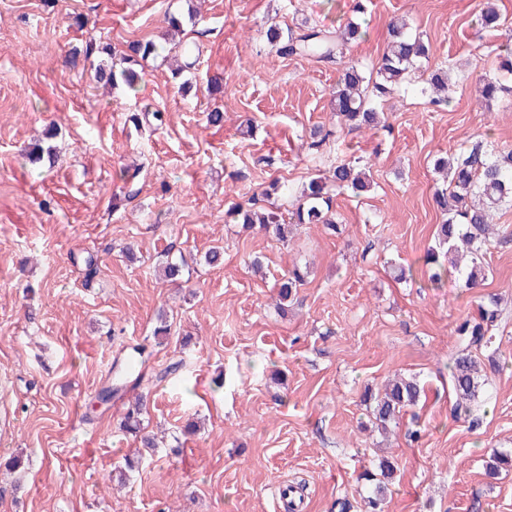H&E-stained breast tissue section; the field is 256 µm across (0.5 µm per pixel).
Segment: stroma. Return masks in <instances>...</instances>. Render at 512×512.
Listing matches in <instances>:
<instances>
[{
  "label": "stroma",
  "instance_id": "35a3bbf8",
  "mask_svg": "<svg viewBox=\"0 0 512 512\" xmlns=\"http://www.w3.org/2000/svg\"><path fill=\"white\" fill-rule=\"evenodd\" d=\"M494 2L508 26L489 33L482 0H369L360 15L355 0H195L194 67L178 82L148 60L131 92L96 85L71 52L91 37L159 38L185 0H0V457L24 463L22 475L0 471V512H287L278 490L299 482L300 512L343 500L362 512V475L384 457L396 466L385 512H512V472L485 471L512 448V207L496 217L483 287L397 277L419 269L441 221L434 158L483 134L512 149V95L489 111L475 102L492 67L479 46L512 37V0ZM396 16L428 39L427 69L452 63L472 82L436 111L415 77L384 102L387 128L304 149L333 122L338 73L280 55L267 27L356 18L365 36L346 58L369 64ZM215 109L223 126L207 122ZM155 111L162 121L130 120ZM48 127L55 160L31 164L24 150ZM359 154L375 188L336 192L338 230L297 225L282 242L226 223L276 179L287 189L274 202L291 210L309 176ZM216 244L224 262L212 267ZM171 258L186 262L175 283L160 276ZM296 263L310 273L282 312L275 285ZM488 295L501 299L506 364L474 429L450 413L448 355ZM162 321L169 333L154 337ZM137 344L141 381L93 405ZM398 373L419 375L425 394L383 435L361 396ZM139 397L158 446L122 484L117 467L141 449L119 423Z\"/></svg>",
  "mask_w": 512,
  "mask_h": 512
}]
</instances>
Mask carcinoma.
Masks as SVG:
<instances>
[{"mask_svg": "<svg viewBox=\"0 0 512 512\" xmlns=\"http://www.w3.org/2000/svg\"><path fill=\"white\" fill-rule=\"evenodd\" d=\"M481 29L499 30L503 23L493 0H485L478 16ZM266 39L283 56H301L325 66L335 65L339 75L331 99V111L338 119V127L349 131L388 127L387 117L377 110V104L392 93L398 85L428 60V47L423 38L408 30L405 18L397 17L388 25V40L375 66L367 68L353 61L345 62L344 50L362 36L360 27L348 22L330 30L317 26L282 28L274 22L265 32ZM160 44L153 40L129 42L120 55V62L99 63L94 72L98 83L115 86L119 83L133 88L139 80V68L158 53ZM107 55L115 58L112 47L91 38L86 43L84 57ZM483 56L498 61L499 73L483 80L478 103L488 109L502 95L512 92L505 76L512 77V44L490 43L484 46ZM435 96L430 103L438 108L448 105L447 72L430 71L425 79ZM370 161L361 157L333 167L328 176L308 180L299 193L298 204L284 219L279 209L268 204L271 192L280 189L274 181L259 194H252L243 204L235 205L227 218L235 224L273 233L279 239H288L292 224H323L336 227L339 218L334 205L332 189L349 190L356 196L370 192L373 181L367 171ZM434 170L441 173L443 186L435 189L433 201L443 215L437 226L436 246L427 250L423 265L429 268L428 279L440 284L452 277L468 289L478 288L487 279L489 268L484 262V249L490 245L494 213L504 205L512 206V150H500L483 139L435 161ZM307 271L299 266L288 270L277 284L279 306L293 299L297 288L305 282ZM500 317L499 298L490 295L477 305V313L464 318L455 329L456 352L448 360V379L455 396L453 414L458 419L480 425L473 416L472 404L478 402L488 376L480 373L472 359V351L489 350L494 341L491 331ZM424 392L421 381L415 377H399L390 382L383 394L367 389L362 402L370 410L374 424L382 429L397 423L407 408L418 405ZM380 477L367 476L374 487L363 496L364 512H383L389 480L394 467L386 459L379 462Z\"/></svg>", "mask_w": 512, "mask_h": 512, "instance_id": "carcinoma-1", "label": "carcinoma"}]
</instances>
